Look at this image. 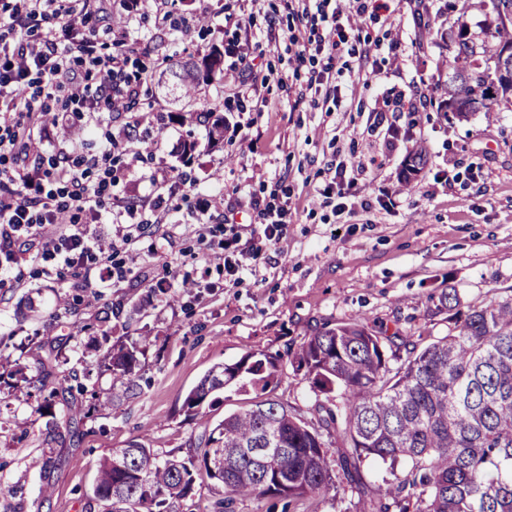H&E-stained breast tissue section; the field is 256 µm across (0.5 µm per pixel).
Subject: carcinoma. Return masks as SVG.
<instances>
[{
    "label": "carcinoma",
    "instance_id": "cac0c4a2",
    "mask_svg": "<svg viewBox=\"0 0 512 512\" xmlns=\"http://www.w3.org/2000/svg\"><path fill=\"white\" fill-rule=\"evenodd\" d=\"M496 13L494 32L480 38L457 18V37L448 58V98L440 108L464 116L490 111L503 84L500 61L512 47V0H490ZM224 71V52L213 46L187 59L166 58L159 84H171L176 99L197 101L201 83ZM202 115L211 121L208 146L224 141V117L209 102ZM434 301L448 312V333L429 341L421 335L388 334L364 319L326 324L291 353L292 365L304 371L316 400L308 420L278 402H262L232 413L198 438L193 455L161 460L138 441L115 448L98 466L96 484L86 497L85 512H182L193 496L195 474L214 481L210 512H233L245 497L319 499L336 489L328 458L340 444L343 479L356 493L362 512H512V298L492 297L458 310L456 289ZM110 344L108 331H102ZM30 360L0 353V384L8 397L47 418L45 436L55 442L86 414L78 396L90 394L88 412H104L115 402L138 394L140 357L151 338L127 346L112 345L104 367L108 389H88L91 371L71 369L52 346L37 336ZM277 360L248 354L232 365L212 368L188 393L187 416L224 387L247 380L266 389L276 377ZM368 458L389 464L393 479L371 487L362 474ZM49 481L55 460L48 451L33 461Z\"/></svg>",
    "mask_w": 512,
    "mask_h": 512
}]
</instances>
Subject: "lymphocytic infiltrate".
I'll use <instances>...</instances> for the list:
<instances>
[{
    "mask_svg": "<svg viewBox=\"0 0 512 512\" xmlns=\"http://www.w3.org/2000/svg\"><path fill=\"white\" fill-rule=\"evenodd\" d=\"M97 0H0V257L13 262L16 248L31 247L30 258L44 274L58 265L83 274L99 271L123 278L124 266L112 256L126 249L130 235L107 240L89 233L102 218L120 170L113 157L120 145L112 139L96 145L91 156L74 148L46 150L37 131L58 90H66L75 108L109 97L111 84H91L90 72L123 74L129 58L123 52L100 53L87 41L81 61H73L65 37L82 25ZM300 30L287 36L297 61L322 58L310 72L307 87L321 90L333 77L335 61L351 52L357 20L384 14L391 30L402 21L388 0H287ZM364 160L338 161L322 190L335 198L336 212L353 215L352 191L367 179Z\"/></svg>",
    "mask_w": 512,
    "mask_h": 512,
    "instance_id": "obj_1",
    "label": "lymphocytic infiltrate"
}]
</instances>
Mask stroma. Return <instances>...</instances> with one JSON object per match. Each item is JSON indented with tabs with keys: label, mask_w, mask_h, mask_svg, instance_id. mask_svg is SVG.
<instances>
[{
	"label": "stroma",
	"mask_w": 512,
	"mask_h": 512,
	"mask_svg": "<svg viewBox=\"0 0 512 512\" xmlns=\"http://www.w3.org/2000/svg\"><path fill=\"white\" fill-rule=\"evenodd\" d=\"M167 10L184 17L178 30L163 34L154 0L128 10L125 0H101L86 26L70 34L79 43L96 36L99 50L113 39V17L135 42L127 71L139 77L141 94L134 111L115 112L96 103V120L83 125L86 142L113 137L131 150L148 149L112 188L114 206L133 199L135 216L121 215L120 224L146 220L152 204L168 216L166 224L141 237L139 258L124 281L82 287L71 276L49 279L38 263L23 255L14 264L20 286L0 285V352L15 353L29 334L70 353L71 325L111 318L113 340L131 343L141 336L153 342L141 360L138 397L80 424L74 440L53 445L56 469L52 493L41 499L42 482L32 457L44 446L45 421L17 402L0 406V484H20L22 500L0 498V512H82L99 462L111 449L138 440L159 458L184 459L205 427L224 415L270 400L311 417L316 396L302 373L294 371L289 351L295 350L324 324L354 318L384 324L401 335L447 334L444 315L429 316L428 298L455 288L463 304H476L496 293L512 297V102L489 112L471 113L468 120L446 118L435 108L448 87V49L441 35L464 16L479 31L490 10L488 0H429V24L405 22L398 50H390L383 17L368 16L357 24V46L370 50L384 73L378 91L351 89L350 73L357 57L346 59L347 70L332 86L334 95L313 105L299 98L312 61L290 60L279 32L288 28L284 0H168ZM247 20L248 35L238 39L241 53L254 57L268 81L259 97L237 104L224 97L225 85L238 77L234 67L200 85L198 97L216 101L230 123L224 146L207 149L206 131L191 107L173 102L155 88L157 62L167 54L187 56L209 50L235 37L228 16ZM236 38V37H235ZM428 103L417 125L400 123L397 148L386 152V126L374 125L369 112L376 97L389 98L408 109L414 88ZM175 113L162 136L144 140L159 113ZM251 123L260 138L255 147L243 143L237 127ZM361 130L375 154L387 159L363 195L371 212H356L341 223L332 207L321 205L329 163L348 154L353 130ZM199 146L191 158L182 155L186 134ZM423 152L427 163L413 190L401 186L405 161ZM473 169L466 184L449 183L452 170ZM294 206L281 241L268 246L255 239L259 257L255 274L229 281L220 261L203 264L210 246L224 238V218L215 200L242 201L244 222H257L253 202ZM209 227L206 240L189 225ZM177 286L167 297L154 295L162 277ZM250 353L277 357L279 372L266 391L225 387L218 402L188 417L183 403L188 392L215 365L233 364ZM237 512H358L356 495L341 490L319 499L302 498L290 507L273 500L246 499Z\"/></svg>",
	"instance_id": "obj_1"
}]
</instances>
